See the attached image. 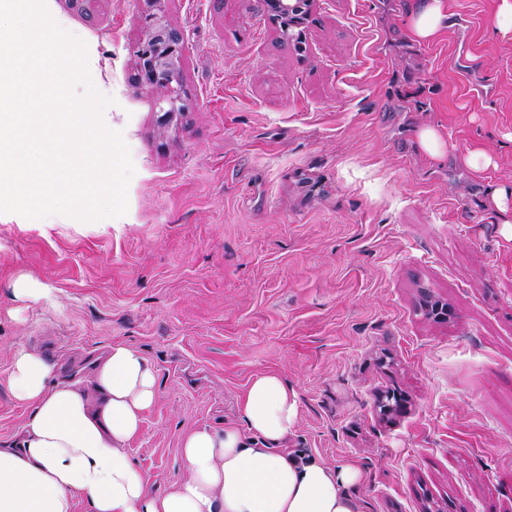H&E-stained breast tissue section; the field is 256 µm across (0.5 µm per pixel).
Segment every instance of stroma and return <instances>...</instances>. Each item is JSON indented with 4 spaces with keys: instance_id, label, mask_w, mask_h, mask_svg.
<instances>
[{
    "instance_id": "35a3bbf8",
    "label": "stroma",
    "mask_w": 512,
    "mask_h": 512,
    "mask_svg": "<svg viewBox=\"0 0 512 512\" xmlns=\"http://www.w3.org/2000/svg\"><path fill=\"white\" fill-rule=\"evenodd\" d=\"M417 2L316 0L299 52L262 0H168L191 108L164 128L131 81L144 0L91 19L48 0L95 54L134 173L120 217L0 212L1 440L26 419L16 348L86 380L120 341L158 370L129 447L155 492L273 373L298 396L285 450L355 465L362 512H512V33L501 0H447L420 43ZM22 275L47 297L15 301ZM419 10L408 16V28L419 41H433L448 17L446 0H425Z\"/></svg>"
}]
</instances>
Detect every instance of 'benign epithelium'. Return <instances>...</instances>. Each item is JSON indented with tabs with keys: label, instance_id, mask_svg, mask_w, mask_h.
<instances>
[{
	"label": "benign epithelium",
	"instance_id": "7a95c632",
	"mask_svg": "<svg viewBox=\"0 0 512 512\" xmlns=\"http://www.w3.org/2000/svg\"><path fill=\"white\" fill-rule=\"evenodd\" d=\"M149 10L141 15L143 37L135 50V84L153 95L161 113L160 124L168 126L188 112L182 90L184 46L180 32L166 18V0H145ZM315 0H264L278 26L280 38L300 48Z\"/></svg>",
	"mask_w": 512,
	"mask_h": 512
}]
</instances>
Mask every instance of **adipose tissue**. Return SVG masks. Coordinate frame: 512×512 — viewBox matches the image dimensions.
<instances>
[{
	"instance_id": "obj_1",
	"label": "adipose tissue",
	"mask_w": 512,
	"mask_h": 512,
	"mask_svg": "<svg viewBox=\"0 0 512 512\" xmlns=\"http://www.w3.org/2000/svg\"><path fill=\"white\" fill-rule=\"evenodd\" d=\"M446 0H425L408 17L412 36L434 40ZM13 397L29 417L13 441L0 442V512H361L348 489L361 472L333 469L283 451L298 411L280 376L261 374L241 400V425H202L182 447L187 473L170 491L153 492L127 451L156 398L157 370L136 349L112 343L89 380L59 379L41 353L15 350Z\"/></svg>"
}]
</instances>
